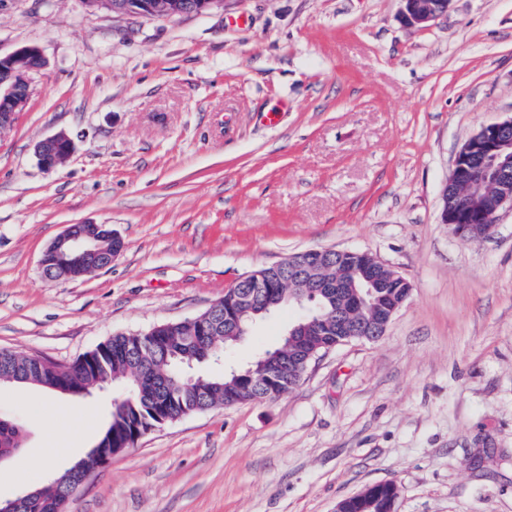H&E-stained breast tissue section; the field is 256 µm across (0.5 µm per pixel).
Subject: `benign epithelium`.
Instances as JSON below:
<instances>
[{
    "label": "benign epithelium",
    "instance_id": "obj_1",
    "mask_svg": "<svg viewBox=\"0 0 512 512\" xmlns=\"http://www.w3.org/2000/svg\"><path fill=\"white\" fill-rule=\"evenodd\" d=\"M218 0H88L86 5L97 10L120 14H136L153 17L202 13L211 9ZM402 19L411 27H428L448 11L450 0H402ZM46 67V59L35 46H24L7 56H0V131L11 127L17 112L27 103L30 78ZM75 148L74 140L60 132L40 141L35 154L42 167L50 169L65 161ZM493 182L498 188L492 208L485 213V223L473 221V208L484 195L485 186ZM457 190L458 201L448 204V193ZM442 223L452 226L462 238H480L490 235L498 213L504 208L512 209V118L482 126L462 147L453 160L450 176L441 190ZM124 242L118 233L104 224L95 225V232L69 226L44 251L41 258L42 272L54 280L70 281L104 269L122 253ZM353 259L364 271L366 294L372 293L375 284L387 271L388 282L395 283L403 291L392 301L375 309L367 319L348 322L341 312L336 319L318 316L310 306V298L302 293H290L288 298L305 310L303 319L319 325L335 324L336 341L325 345L330 350L355 338L375 341L381 338L393 315L410 296V283L395 270L367 252H356L334 248L307 249L292 254L272 264L274 268H289L297 277L315 265L331 260ZM254 311V301L241 293L229 307L227 314L236 323H241L246 314ZM112 453L93 449L87 457L74 465L73 479L67 496H72L91 471L102 467Z\"/></svg>",
    "mask_w": 512,
    "mask_h": 512
}]
</instances>
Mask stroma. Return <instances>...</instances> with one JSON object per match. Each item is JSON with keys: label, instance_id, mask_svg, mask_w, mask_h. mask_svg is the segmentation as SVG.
<instances>
[{"label": "stroma", "instance_id": "35a3bbf8", "mask_svg": "<svg viewBox=\"0 0 512 512\" xmlns=\"http://www.w3.org/2000/svg\"><path fill=\"white\" fill-rule=\"evenodd\" d=\"M401 0H218L144 17L83 0H0V54L39 47L0 132V349L66 364L117 333L194 318L240 277L311 248L370 253L412 290L376 342L322 353L274 400L167 423L97 469L68 512H335L396 482L397 512H512V210L492 235L441 221L453 160L512 117V0H451L427 28ZM287 103L279 122L263 112ZM75 142L57 168L36 144ZM125 249L75 281L44 277L68 226ZM286 306L224 349L277 345ZM118 387L58 417L36 385H0L23 453L0 499L85 457Z\"/></svg>", "mask_w": 512, "mask_h": 512}]
</instances>
